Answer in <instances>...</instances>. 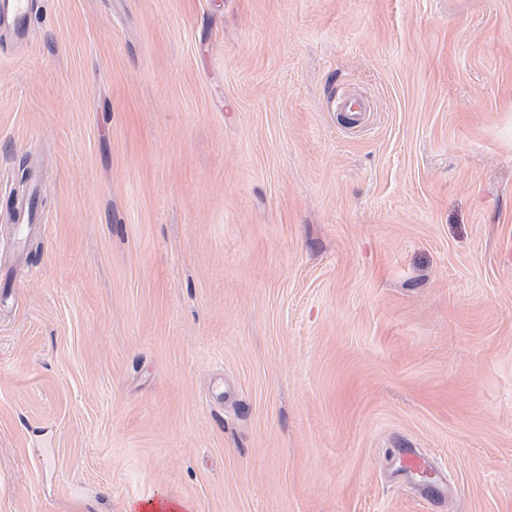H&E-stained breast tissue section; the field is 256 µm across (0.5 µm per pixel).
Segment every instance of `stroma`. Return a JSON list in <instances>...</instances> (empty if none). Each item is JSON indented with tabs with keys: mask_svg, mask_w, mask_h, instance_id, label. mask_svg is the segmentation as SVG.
Masks as SVG:
<instances>
[{
	"mask_svg": "<svg viewBox=\"0 0 512 512\" xmlns=\"http://www.w3.org/2000/svg\"><path fill=\"white\" fill-rule=\"evenodd\" d=\"M159 500L512 512V0H38L0 33V512ZM398 456L403 474L422 477L429 487L444 492L446 487L444 476L433 469L426 456L414 448H399Z\"/></svg>",
	"mask_w": 512,
	"mask_h": 512,
	"instance_id": "stroma-1",
	"label": "stroma"
}]
</instances>
